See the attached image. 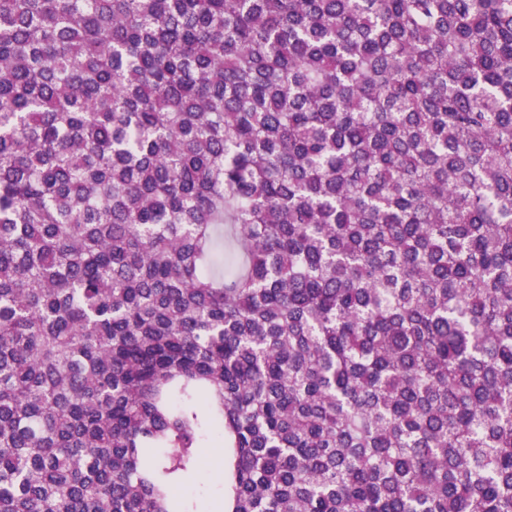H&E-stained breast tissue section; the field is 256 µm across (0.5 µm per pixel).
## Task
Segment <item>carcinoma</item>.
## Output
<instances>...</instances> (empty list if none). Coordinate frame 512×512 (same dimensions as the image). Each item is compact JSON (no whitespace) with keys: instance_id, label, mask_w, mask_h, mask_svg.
Listing matches in <instances>:
<instances>
[{"instance_id":"obj_1","label":"carcinoma","mask_w":512,"mask_h":512,"mask_svg":"<svg viewBox=\"0 0 512 512\" xmlns=\"http://www.w3.org/2000/svg\"><path fill=\"white\" fill-rule=\"evenodd\" d=\"M0 512H512V0H0ZM200 471L203 479L211 485L219 483L223 472V455L219 448L204 449L200 459Z\"/></svg>"}]
</instances>
